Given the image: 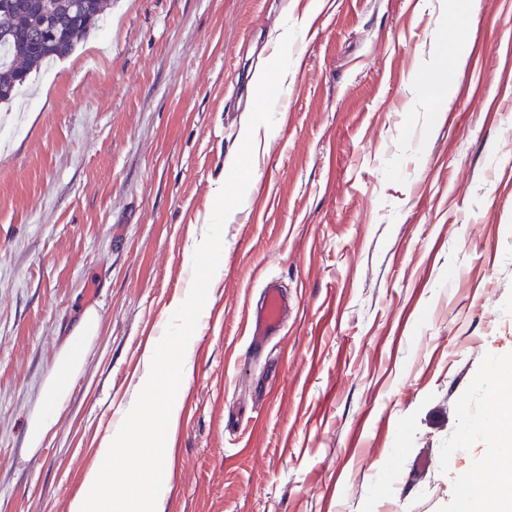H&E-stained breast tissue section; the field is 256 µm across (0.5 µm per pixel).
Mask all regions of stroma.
<instances>
[{
	"mask_svg": "<svg viewBox=\"0 0 512 512\" xmlns=\"http://www.w3.org/2000/svg\"><path fill=\"white\" fill-rule=\"evenodd\" d=\"M289 25L176 396L165 512H455L474 494L490 366L512 358V0H112L0 104V512H69L134 404ZM269 280L288 315L256 354L244 324ZM86 307L101 333L28 453ZM100 330L101 316L98 310L93 307L83 309L70 336L59 350L53 367L45 376L40 398L30 414L27 448L31 453L42 448L47 437L54 434L72 383L82 372Z\"/></svg>",
	"mask_w": 512,
	"mask_h": 512,
	"instance_id": "obj_1",
	"label": "stroma"
}]
</instances>
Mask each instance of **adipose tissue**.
<instances>
[{"label":"adipose tissue","mask_w":512,"mask_h":512,"mask_svg":"<svg viewBox=\"0 0 512 512\" xmlns=\"http://www.w3.org/2000/svg\"><path fill=\"white\" fill-rule=\"evenodd\" d=\"M100 330L101 316L98 310L92 307L83 309L47 373L40 397L30 414L27 427V447L30 452H37L47 437L53 434L69 398L72 383L80 375Z\"/></svg>","instance_id":"obj_1"}]
</instances>
